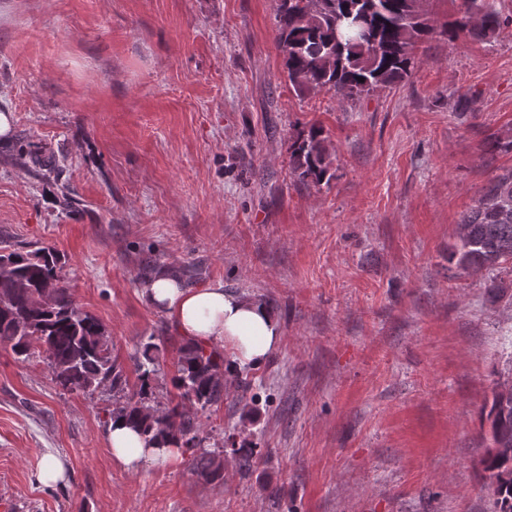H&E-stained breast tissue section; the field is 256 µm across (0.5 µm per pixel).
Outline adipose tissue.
I'll list each match as a JSON object with an SVG mask.
<instances>
[{
	"instance_id": "ef3b65f1",
	"label": "adipose tissue",
	"mask_w": 512,
	"mask_h": 512,
	"mask_svg": "<svg viewBox=\"0 0 512 512\" xmlns=\"http://www.w3.org/2000/svg\"><path fill=\"white\" fill-rule=\"evenodd\" d=\"M142 295L149 306L169 316L182 336L202 344L230 345L239 364H262L282 342L280 323L263 302L225 291L223 284L185 288L173 269L164 267L143 284ZM107 442L113 460L134 471L180 454L172 446L146 444L120 419L110 422Z\"/></svg>"
}]
</instances>
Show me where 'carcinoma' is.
I'll return each mask as SVG.
<instances>
[{
    "label": "carcinoma",
    "instance_id": "cac0c4a2",
    "mask_svg": "<svg viewBox=\"0 0 512 512\" xmlns=\"http://www.w3.org/2000/svg\"><path fill=\"white\" fill-rule=\"evenodd\" d=\"M422 2L278 0L275 40L290 87L300 94L325 90L354 99L410 77L414 49L435 31ZM461 6V18L444 29L449 38L475 32L490 39L499 33L502 20L495 0H461ZM345 13L365 18L371 39H336V18ZM324 142L323 130L313 127L289 147L291 167L301 180L319 185L334 177ZM511 260L512 172L496 178L462 216L448 264L490 272ZM59 263L60 256L50 247L0 254L6 267L0 272V343L11 345L23 362L36 355L43 358L54 381L65 389L112 391L111 418L126 419L147 442L195 451L200 425L190 410L203 413L224 400L229 380L223 355L201 344L181 348L175 376L180 402L160 409L149 404L148 392L151 376L160 370L161 349L149 341L137 363L139 391L117 397L126 382L112 359L109 336L75 304ZM490 412L496 413L491 439L512 449V391L494 394ZM191 466L206 482L224 479V463L216 451L193 454Z\"/></svg>",
    "mask_w": 512,
    "mask_h": 512
}]
</instances>
